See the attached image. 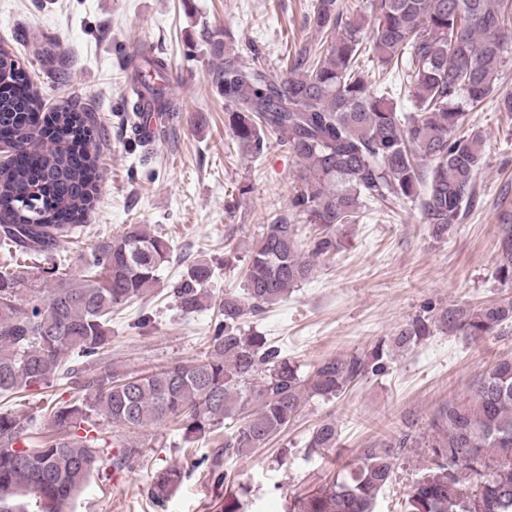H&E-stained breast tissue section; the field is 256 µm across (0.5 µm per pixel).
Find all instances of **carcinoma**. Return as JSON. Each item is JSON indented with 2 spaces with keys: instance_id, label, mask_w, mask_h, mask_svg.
<instances>
[{
  "instance_id": "carcinoma-1",
  "label": "carcinoma",
  "mask_w": 512,
  "mask_h": 512,
  "mask_svg": "<svg viewBox=\"0 0 512 512\" xmlns=\"http://www.w3.org/2000/svg\"><path fill=\"white\" fill-rule=\"evenodd\" d=\"M370 8L369 17L350 21L342 0H316L309 23L319 42L288 55L278 75L243 63L229 30L222 39L208 36L212 54L224 58L213 82L237 147L256 158L274 137L302 168L288 210L250 248L244 297L210 300L212 259L192 261L169 283L184 314L214 311L205 358L141 371L105 362L112 309L160 286L173 247L147 225L130 224L80 254V272L57 262L62 239L82 228L98 193L93 124L74 107L37 121L43 99L23 66L0 72V142L11 152L0 162V250L43 262L39 282L8 262L0 267V397L61 378L76 391L28 417L0 408V512H71L108 454L100 418L126 429L174 422L179 448L224 428V446L196 467L224 486L222 512H249L244 490L221 471V456L243 458L265 447L304 402L340 398L435 332L477 342L512 330V296L430 306L371 348L326 357L305 373L265 336L242 327L246 311L284 300L337 254L368 203L411 202L441 239L476 198L484 137L458 99L474 111L493 91L512 47V0H371ZM364 57L410 78L415 111L400 112L388 87L369 80L359 66ZM168 67L151 47L133 66L124 121L141 147L161 137L164 120L177 118ZM146 98L155 111H144ZM302 220L316 226L306 243ZM495 277L512 288V212L501 219ZM69 356L79 365H67ZM39 417L50 430L33 445ZM337 442L328 418L313 427L305 448L320 456ZM117 448V470L142 455L136 441L120 438ZM407 448L424 449L426 465L402 512H512V356L441 405L427 429L361 449L357 462L297 496L288 512H376ZM185 477L177 465L156 468L146 498L165 509Z\"/></svg>"
}]
</instances>
